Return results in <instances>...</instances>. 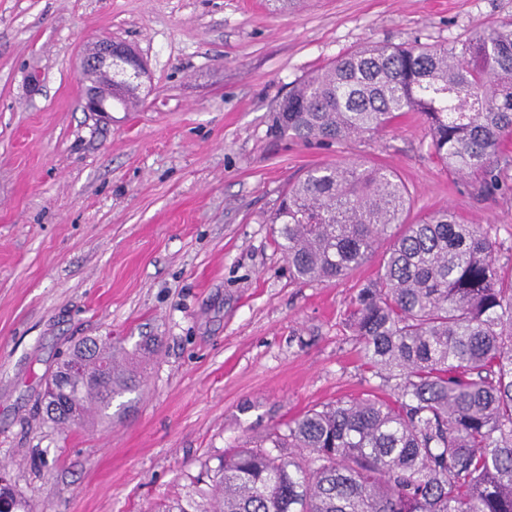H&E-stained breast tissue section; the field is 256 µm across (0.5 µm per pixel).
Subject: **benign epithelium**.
Instances as JSON below:
<instances>
[{
	"instance_id": "7a95c632",
	"label": "benign epithelium",
	"mask_w": 512,
	"mask_h": 512,
	"mask_svg": "<svg viewBox=\"0 0 512 512\" xmlns=\"http://www.w3.org/2000/svg\"><path fill=\"white\" fill-rule=\"evenodd\" d=\"M81 71L101 72L107 76H116L118 81H107L102 86H92L84 96V109L95 115L104 116L112 111L117 96L126 92L130 80L143 75V63L138 54L130 47L101 38L92 51L84 55Z\"/></svg>"
}]
</instances>
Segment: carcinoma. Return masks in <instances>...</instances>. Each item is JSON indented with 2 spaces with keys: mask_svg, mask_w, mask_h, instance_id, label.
I'll list each match as a JSON object with an SVG mask.
<instances>
[{
  "mask_svg": "<svg viewBox=\"0 0 512 512\" xmlns=\"http://www.w3.org/2000/svg\"><path fill=\"white\" fill-rule=\"evenodd\" d=\"M408 112L427 124L452 175L498 185L512 138V23L461 45L366 44L298 82L273 128L323 146L372 135ZM397 173L356 162L309 170L272 223L293 278L332 281L390 239L349 325L386 397L338 401L233 448L203 489L163 512H512V276L492 228L449 208L415 224ZM123 348L86 337L59 357L44 392L61 425L111 417L137 387ZM107 362V377L98 368ZM0 512H36L0 485Z\"/></svg>",
  "mask_w": 512,
  "mask_h": 512,
  "instance_id": "carcinoma-1",
  "label": "carcinoma"
}]
</instances>
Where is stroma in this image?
Masks as SVG:
<instances>
[{"mask_svg":"<svg viewBox=\"0 0 512 512\" xmlns=\"http://www.w3.org/2000/svg\"><path fill=\"white\" fill-rule=\"evenodd\" d=\"M512 22V0H0V465L43 512H149L224 451L310 408L374 392L349 329L380 258L294 280L272 217L308 169L395 170L411 219L491 225L512 271L502 190L448 174L422 119L328 148L271 130L288 90L368 42L448 45ZM104 37L147 66L142 105L84 112L81 58ZM113 336L141 384L112 421L39 409L60 354Z\"/></svg>","mask_w":512,"mask_h":512,"instance_id":"obj_1","label":"stroma"}]
</instances>
